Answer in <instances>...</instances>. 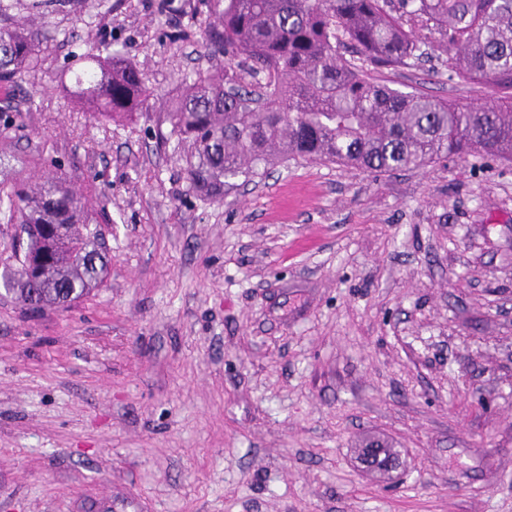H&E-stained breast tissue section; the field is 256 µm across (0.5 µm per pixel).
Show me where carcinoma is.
<instances>
[{"label": "carcinoma", "mask_w": 512, "mask_h": 512, "mask_svg": "<svg viewBox=\"0 0 512 512\" xmlns=\"http://www.w3.org/2000/svg\"><path fill=\"white\" fill-rule=\"evenodd\" d=\"M206 44L224 70L180 79L163 144L187 148L189 190L220 202L235 180L252 182L288 159L339 163L375 173L421 169L482 154L512 161V98L460 106L402 93L365 77L363 65L397 67L440 50L449 77L512 89V0H213ZM429 31L426 41L414 29ZM41 29H0V87L41 65ZM352 49V59L340 50ZM71 95L104 117L135 111L154 91L119 52L102 65L79 56ZM264 76L263 91L238 70ZM0 223L23 227L24 251L44 261L34 275L7 264L0 281L33 311L66 308L102 286L105 208L69 186L65 173L31 189L0 180Z\"/></svg>", "instance_id": "cac0c4a2"}]
</instances>
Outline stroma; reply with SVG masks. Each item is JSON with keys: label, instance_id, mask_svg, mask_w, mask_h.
<instances>
[{"label": "stroma", "instance_id": "35a3bbf8", "mask_svg": "<svg viewBox=\"0 0 512 512\" xmlns=\"http://www.w3.org/2000/svg\"><path fill=\"white\" fill-rule=\"evenodd\" d=\"M210 0H0L48 35L0 175L94 182L101 288L0 295V512H512V162L374 174L289 160L212 203L162 145L180 74L219 71ZM122 50L155 96L104 121L53 90ZM463 106L512 91L447 55L374 71ZM392 442L389 473L359 460Z\"/></svg>", "mask_w": 512, "mask_h": 512}]
</instances>
